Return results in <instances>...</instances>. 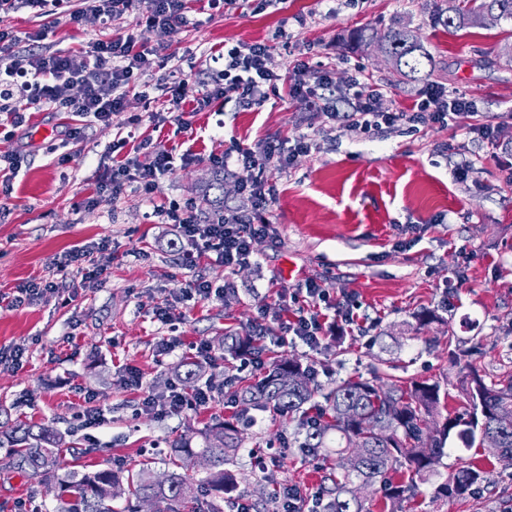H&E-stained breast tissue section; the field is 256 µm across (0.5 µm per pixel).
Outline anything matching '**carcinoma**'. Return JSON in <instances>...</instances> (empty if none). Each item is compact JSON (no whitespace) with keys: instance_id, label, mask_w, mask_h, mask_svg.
I'll use <instances>...</instances> for the list:
<instances>
[{"instance_id":"1","label":"carcinoma","mask_w":512,"mask_h":512,"mask_svg":"<svg viewBox=\"0 0 512 512\" xmlns=\"http://www.w3.org/2000/svg\"><path fill=\"white\" fill-rule=\"evenodd\" d=\"M493 12L497 20L512 21V0H463L454 14L434 10V23L447 29H461L480 23L479 17ZM375 34L359 29L347 37L357 46L371 43ZM394 66L404 76L430 75L434 58L407 25L395 21L378 36ZM215 198L212 215L224 213V172L201 188L202 196ZM254 336L224 334V348L232 356L256 346ZM465 410L454 416L442 415L448 392L438 381H385L357 377L327 390L313 386V368L299 359L279 356L272 368L256 381H241L223 388L224 398L239 408L269 412L298 422L294 443L309 456L330 461L321 487L322 512H372L370 504L353 490L361 482L384 487L385 512H408L420 486L432 487V502H446L471 496L486 481L485 472L475 466L462 467L440 479L438 467L449 454L448 443L464 449L483 443L487 436L498 439L500 454L512 458V371L505 370L490 381L471 370L461 380ZM321 402L314 401L315 396ZM20 435H8L9 456L14 469L43 478L53 492V512H140L150 501L154 512H224L239 493L233 467L244 441L237 425L216 423L201 433L202 448L195 450L188 439L174 445L176 456L197 452L209 458L210 467L198 482L191 483L176 472L167 481H156L148 468L135 473L112 467L93 472L55 475L62 435L48 426L28 424ZM400 471L399 479L390 477ZM210 500L200 504V497ZM125 498L120 510L112 501ZM165 508H159V505Z\"/></svg>"}]
</instances>
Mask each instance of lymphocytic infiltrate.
Returning <instances> with one entry per match:
<instances>
[{"label":"lymphocytic infiltrate","instance_id":"lymphocytic-infiltrate-1","mask_svg":"<svg viewBox=\"0 0 512 512\" xmlns=\"http://www.w3.org/2000/svg\"><path fill=\"white\" fill-rule=\"evenodd\" d=\"M187 0H148L142 21L147 28L174 34L188 26ZM45 31L24 34L0 29V112L6 113L12 130L27 127L29 110L43 107L55 112L91 119L108 125L115 115L125 112L131 90L139 81L156 72H163L162 87L168 98L169 111L151 113V122H167L169 113L182 111L192 104L194 111L209 109L214 103L235 102L249 109L261 104L280 81H287L288 94L294 98L317 96L332 90L334 81L323 64L300 60L289 76H281L270 66L266 44L255 42L235 46L223 55L222 63L209 71L206 81L191 85L185 75L164 72V46L138 45L131 36L95 40L79 51L44 47ZM348 89L350 109L337 112L332 101H325L330 120L353 130L364 132L382 125H441L465 123L467 133L483 139L494 136V129L473 123L475 104L466 94L439 85L428 86L422 98L408 111H394L387 102L384 89L369 78L352 75ZM314 141L310 135H299L294 143L273 137L253 148L236 153L213 155L214 166L225 171L246 170L252 177L240 185L242 206L225 210L223 217L208 222L197 221L191 204L169 203L155 207L153 214L171 227L178 241L188 243L187 261L215 252L227 272L256 262L252 242L274 233L275 228L263 211L273 196V189L263 177L265 168L292 166L296 155L311 152ZM174 167L171 152L146 138L133 154L113 162L97 184L98 197L122 193L126 186L136 185L144 196H151L158 179ZM309 300L308 310L280 320L282 336L300 340L309 348L319 346L325 327L350 322L354 313L345 304L334 305L332 313L323 312L329 293L314 280L299 286Z\"/></svg>","mask_w":512,"mask_h":512}]
</instances>
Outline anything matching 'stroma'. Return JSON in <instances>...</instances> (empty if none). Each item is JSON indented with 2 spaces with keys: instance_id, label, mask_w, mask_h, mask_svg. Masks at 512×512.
I'll return each instance as SVG.
<instances>
[{
  "instance_id": "obj_1",
  "label": "stroma",
  "mask_w": 512,
  "mask_h": 512,
  "mask_svg": "<svg viewBox=\"0 0 512 512\" xmlns=\"http://www.w3.org/2000/svg\"><path fill=\"white\" fill-rule=\"evenodd\" d=\"M448 0H281L265 8L260 0H241L236 9L210 11L206 0H189L187 27L175 34L140 26L144 0H133L122 19L104 24L90 15L69 23V10H88L92 0H68L47 42L77 50L88 42L132 34L149 46L167 44L168 69L189 81L201 78L212 56L225 47L262 42L279 74L297 59L323 62L337 89L362 73L384 85L393 109H410L428 84L467 93L478 120L496 125L494 141L456 133L454 128L410 126L368 133L349 131L326 117L321 104L292 98L279 85L249 110L215 103L203 112H185L186 127L142 121L128 147L150 137L172 152L173 170L160 177L152 198L134 187L102 200L84 201L112 161V146L125 133L127 114L164 110L166 98L151 82L149 100L130 92L126 114L111 125L89 122L85 137L69 138L78 120L66 112L37 111L28 129L0 136V154L23 152L27 162L0 196V298L28 281H55L58 294L16 310L0 307V349H22L21 363L0 361V432L37 423L62 433L61 471H92L111 466L125 471L168 470L164 460L174 440L200 445L208 426L224 421L235 408L215 393L203 409L180 413L144 412L141 398L168 395L185 386L175 372L199 342H207L215 362L202 367V381L222 386L227 376L258 377L226 359L225 329L258 335L283 315V297L313 279L331 301L350 300L355 322L341 325L317 349L302 343L269 345L262 359L287 354L310 364L314 383L329 388L373 375L404 380L442 381L448 414L465 400L459 378L474 368L485 378L512 370V24L487 23L451 32L434 26L435 4ZM407 24L432 54L429 81L402 77L379 44L357 47L348 34L368 28L384 31L392 20ZM315 137L317 146L299 155L292 167L268 166L264 177L274 189L266 211L275 227L271 237L254 240L257 264L224 271L209 252L186 268L171 244L168 225L153 222L154 206L195 198L214 172L210 155L253 146L271 136ZM448 153H440L442 144ZM190 163H182L184 155ZM470 165L467 181L454 171ZM107 241L95 255L100 282L82 281L76 267L60 269L56 258L77 244ZM204 277L227 286L224 300H181L190 280ZM175 303L173 327L155 321V308ZM430 311L434 323L418 328L416 314ZM176 336L179 348L157 355L158 342ZM137 367L141 389L126 383L127 367ZM101 414L99 423L83 415L85 396ZM245 440L238 457L240 488L254 501L282 484L319 488L323 464L293 443L295 423L268 413L240 422ZM277 456L279 463L263 468ZM476 465L487 480L463 501L442 508L431 502V486H421L411 512H512V461L482 447L449 454L439 468L448 475ZM52 498L36 477L9 465L0 447V512H45Z\"/></svg>"
}]
</instances>
